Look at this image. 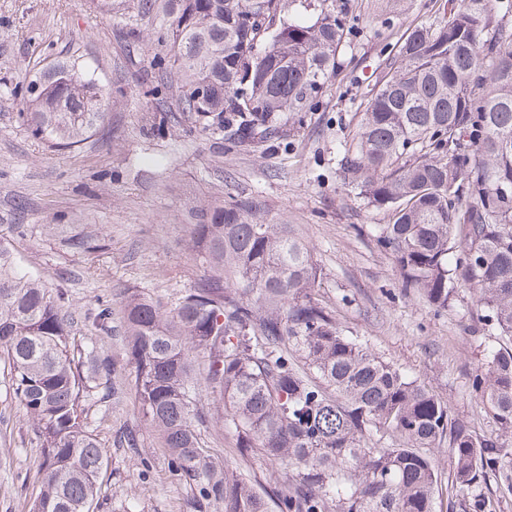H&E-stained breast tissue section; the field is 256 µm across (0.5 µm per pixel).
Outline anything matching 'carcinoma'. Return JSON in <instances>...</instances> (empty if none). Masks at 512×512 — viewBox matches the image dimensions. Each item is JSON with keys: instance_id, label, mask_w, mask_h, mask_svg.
Wrapping results in <instances>:
<instances>
[{"instance_id": "cac0c4a2", "label": "carcinoma", "mask_w": 512, "mask_h": 512, "mask_svg": "<svg viewBox=\"0 0 512 512\" xmlns=\"http://www.w3.org/2000/svg\"><path fill=\"white\" fill-rule=\"evenodd\" d=\"M141 2L158 20L160 85L175 82L191 127L232 147L282 143L283 121L314 110L345 43L347 7L337 0H309V18L291 0ZM510 17L512 0H461L407 29L340 148L344 184L389 216L373 225L374 241L402 291L442 311L465 288L483 309L495 343L471 387L497 431L476 434L348 335L316 297L322 269L294 225L269 221L255 196L230 194L193 213V249L209 274L169 311L131 293L121 325L143 418L171 468L203 481L224 512L266 507L246 479L207 473L192 425L205 394L224 401L238 447L292 470L288 488L274 491L281 512H436L434 455L445 443L456 492L489 473L512 492ZM22 104L32 136L67 148L104 128L109 98L70 62L30 80ZM65 247L82 255L104 244L79 235ZM192 349L203 354L202 388ZM0 352L41 442L32 512H94L107 459L88 411L110 396L117 368L94 347L75 356L68 319L1 242Z\"/></svg>"}]
</instances>
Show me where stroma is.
<instances>
[{
  "mask_svg": "<svg viewBox=\"0 0 512 512\" xmlns=\"http://www.w3.org/2000/svg\"><path fill=\"white\" fill-rule=\"evenodd\" d=\"M140 6L125 0L106 14L92 0H0V242L60 297L76 350L98 347L130 374L121 331L103 333L94 320L99 303H110L116 320L133 291L174 307L207 273L192 251L189 210L226 193L257 195L270 219L297 225L324 272L317 296L350 334L424 383L477 434L494 431L486 401L471 389L482 357L473 293L458 291L440 313L404 294L391 256L370 236L386 214L366 206L339 175L337 147L350 139L358 105L379 76L382 48L430 16L431 0H350L352 35L335 80L315 111L288 122L287 145L256 152L219 150L192 131L174 88L152 95L156 20ZM68 61L123 96L104 131L58 150L34 138L19 112L32 76ZM160 111L169 116L161 130L153 125ZM81 234L104 238L105 248L68 252L65 239ZM201 406L195 430L208 469L245 475L263 497L287 487L285 465L237 447L219 398L205 396ZM88 423L108 459L97 512H193L202 486L172 470L133 391L91 408ZM127 427L138 430L139 447L115 445ZM41 460L34 425L0 357V512H30Z\"/></svg>",
  "mask_w": 512,
  "mask_h": 512,
  "instance_id": "obj_1",
  "label": "stroma"
}]
</instances>
